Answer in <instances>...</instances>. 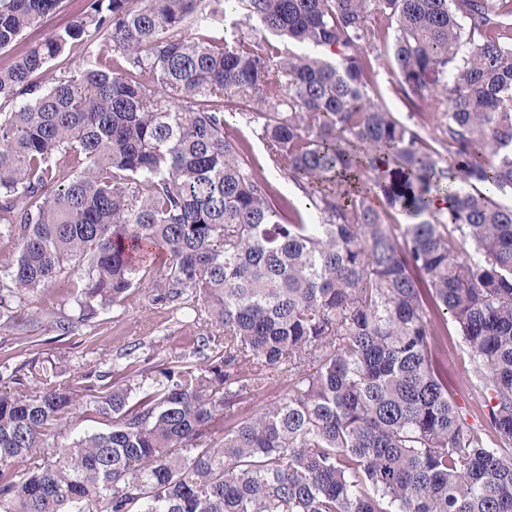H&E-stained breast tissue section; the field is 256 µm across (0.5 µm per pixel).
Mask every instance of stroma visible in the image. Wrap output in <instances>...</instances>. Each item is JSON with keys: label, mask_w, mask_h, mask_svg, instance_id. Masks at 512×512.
I'll list each match as a JSON object with an SVG mask.
<instances>
[{"label": "stroma", "mask_w": 512, "mask_h": 512, "mask_svg": "<svg viewBox=\"0 0 512 512\" xmlns=\"http://www.w3.org/2000/svg\"><path fill=\"white\" fill-rule=\"evenodd\" d=\"M86 6L87 0H65L64 8L42 28L26 33L15 49L0 51V64L40 42L47 32L69 24ZM373 82L379 105L402 117H414L415 107L399 88L391 56L382 55ZM81 285L75 275L62 280L23 304L15 322L0 324V364L14 368L32 358L48 359L56 365L60 381L66 382L92 367L111 371L117 358L127 353L156 366L196 333L190 308L153 307L139 290L131 291L120 305L98 310L87 323L61 328L59 317L72 312L70 293Z\"/></svg>", "instance_id": "obj_1"}]
</instances>
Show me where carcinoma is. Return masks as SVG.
I'll use <instances>...</instances> for the list:
<instances>
[{
    "instance_id": "cac0c4a2",
    "label": "carcinoma",
    "mask_w": 512,
    "mask_h": 512,
    "mask_svg": "<svg viewBox=\"0 0 512 512\" xmlns=\"http://www.w3.org/2000/svg\"><path fill=\"white\" fill-rule=\"evenodd\" d=\"M62 2L0 0V51ZM241 23L301 51L229 35ZM390 29L433 136L370 96ZM75 43L83 63L49 71ZM267 168L318 223L283 221ZM506 198L512 0H90L0 67V237L18 242L0 320L77 268L65 322L140 288L190 303L198 336L147 384L136 359L98 387L3 365L0 512H512ZM436 312L471 353L473 423ZM92 390L107 429L59 441ZM288 392V379L281 378L265 390L255 392L249 400L236 409L237 419L249 417L270 403L281 399Z\"/></svg>"
}]
</instances>
